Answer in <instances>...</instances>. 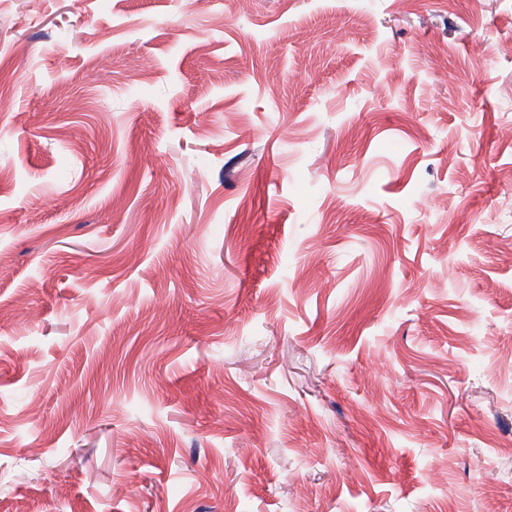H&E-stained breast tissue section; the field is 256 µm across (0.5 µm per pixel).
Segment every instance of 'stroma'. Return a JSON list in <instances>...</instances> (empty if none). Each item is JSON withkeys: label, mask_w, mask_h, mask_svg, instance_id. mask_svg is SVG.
I'll return each instance as SVG.
<instances>
[{"label": "stroma", "mask_w": 512, "mask_h": 512, "mask_svg": "<svg viewBox=\"0 0 512 512\" xmlns=\"http://www.w3.org/2000/svg\"><path fill=\"white\" fill-rule=\"evenodd\" d=\"M0 512H512V0H0Z\"/></svg>", "instance_id": "35a3bbf8"}]
</instances>
